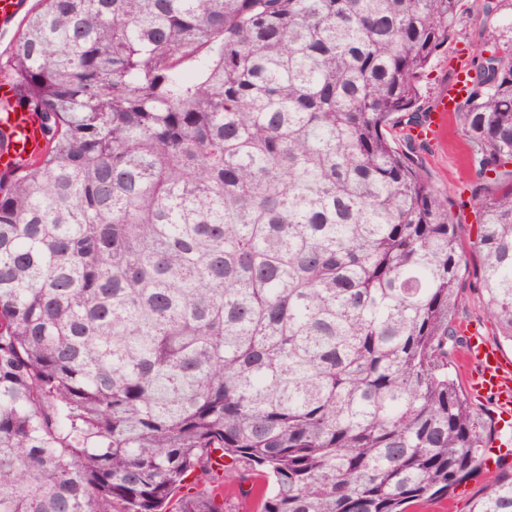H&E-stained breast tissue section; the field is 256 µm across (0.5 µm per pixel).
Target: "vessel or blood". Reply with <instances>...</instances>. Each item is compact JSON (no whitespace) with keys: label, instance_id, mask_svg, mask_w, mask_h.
<instances>
[{"label":"vessel or blood","instance_id":"vessel-or-blood-1","mask_svg":"<svg viewBox=\"0 0 512 512\" xmlns=\"http://www.w3.org/2000/svg\"><path fill=\"white\" fill-rule=\"evenodd\" d=\"M470 86L466 68L455 70L446 91L434 105L432 124L417 127L415 139L433 138L449 116L456 112L457 103L465 97ZM13 95H0V170H15L38 157L45 148L42 120L33 112H16L12 109ZM463 368L472 381L475 391L494 398L493 419L498 429L512 428V368L507 367L497 349L490 346L483 336L472 335L463 358Z\"/></svg>","mask_w":512,"mask_h":512}]
</instances>
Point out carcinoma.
Here are the masks:
<instances>
[{
  "label": "carcinoma",
  "instance_id": "1",
  "mask_svg": "<svg viewBox=\"0 0 512 512\" xmlns=\"http://www.w3.org/2000/svg\"><path fill=\"white\" fill-rule=\"evenodd\" d=\"M0 172V512H408L473 474L464 227L393 127L464 0H39ZM504 0L457 117L512 342ZM471 512H512V470ZM14 95H0V170H15L38 157L45 148L41 117L14 112ZM252 480L224 486V510L227 512L256 511V496L250 493Z\"/></svg>",
  "mask_w": 512,
  "mask_h": 512
}]
</instances>
